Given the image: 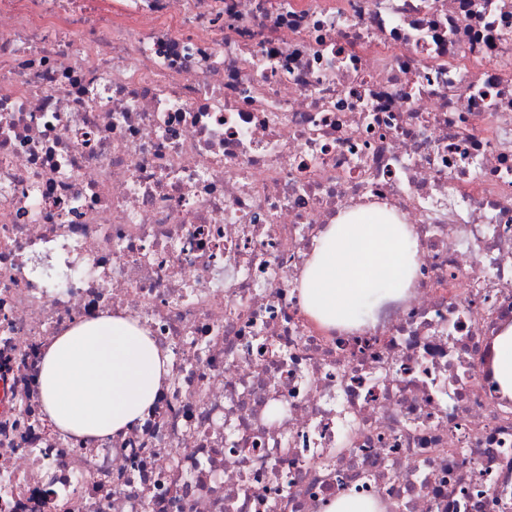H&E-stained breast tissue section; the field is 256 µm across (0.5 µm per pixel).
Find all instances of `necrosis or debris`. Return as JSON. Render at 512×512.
Returning <instances> with one entry per match:
<instances>
[{"label": "necrosis or debris", "mask_w": 512, "mask_h": 512, "mask_svg": "<svg viewBox=\"0 0 512 512\" xmlns=\"http://www.w3.org/2000/svg\"><path fill=\"white\" fill-rule=\"evenodd\" d=\"M0 0V512H512V0ZM368 201L421 244L366 326L301 309ZM173 354L81 443L43 348L102 311ZM488 367L502 394L512 397V324L494 337ZM325 512H384V510L380 502L362 498L350 492L333 498Z\"/></svg>", "instance_id": "1"}]
</instances>
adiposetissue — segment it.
Segmentation results:
<instances>
[{
	"instance_id": "1",
	"label": "adipose tissue",
	"mask_w": 512,
	"mask_h": 512,
	"mask_svg": "<svg viewBox=\"0 0 512 512\" xmlns=\"http://www.w3.org/2000/svg\"><path fill=\"white\" fill-rule=\"evenodd\" d=\"M419 253L409 226L386 206L348 209L314 242L301 273L303 308L326 330L363 325L409 288ZM488 367L502 394L512 397V324L494 337ZM171 369V354L137 318L81 319L44 351V415L63 436L121 434L152 409Z\"/></svg>"
}]
</instances>
